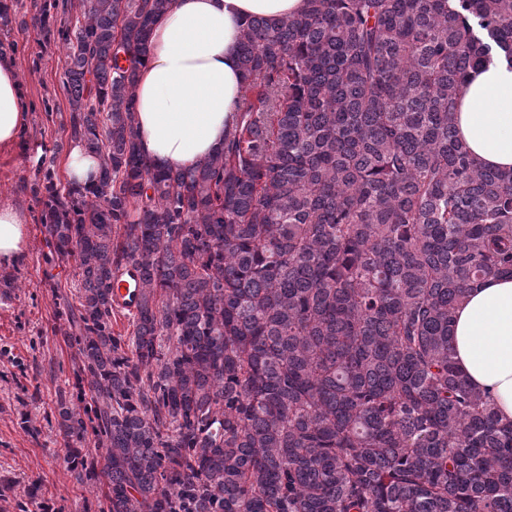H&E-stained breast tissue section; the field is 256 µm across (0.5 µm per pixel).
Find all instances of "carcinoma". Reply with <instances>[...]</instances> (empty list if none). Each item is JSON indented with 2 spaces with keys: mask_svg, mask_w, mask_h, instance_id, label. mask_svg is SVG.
<instances>
[{
  "mask_svg": "<svg viewBox=\"0 0 512 512\" xmlns=\"http://www.w3.org/2000/svg\"><path fill=\"white\" fill-rule=\"evenodd\" d=\"M304 2L241 22L224 149L157 169L135 85L170 0H0L63 49L68 141L100 159L58 184L57 142L31 185L45 262L79 278L51 327L75 348L51 409L69 470L107 512H512V422L451 347L467 293L512 274V171L456 128L470 73L512 69V0ZM136 288H129V283L124 281L120 283V288H114L112 292V302L116 313L112 314V331L115 336H129L132 331L133 315L118 313L128 311L135 312L136 307Z\"/></svg>",
  "mask_w": 512,
  "mask_h": 512,
  "instance_id": "1",
  "label": "carcinoma"
}]
</instances>
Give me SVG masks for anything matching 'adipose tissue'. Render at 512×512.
<instances>
[{"mask_svg":"<svg viewBox=\"0 0 512 512\" xmlns=\"http://www.w3.org/2000/svg\"><path fill=\"white\" fill-rule=\"evenodd\" d=\"M303 0H171L155 19L136 87L139 146L157 167L200 163L224 146L241 102L238 22L299 12ZM27 104L15 60L0 54V148H15ZM460 138L485 166L512 170V70L479 69L465 84L457 114ZM27 224L0 206V264L25 254ZM452 348L467 380L512 421V276L498 275L470 290L457 309Z\"/></svg>","mask_w":512,"mask_h":512,"instance_id":"obj_1","label":"adipose tissue"}]
</instances>
